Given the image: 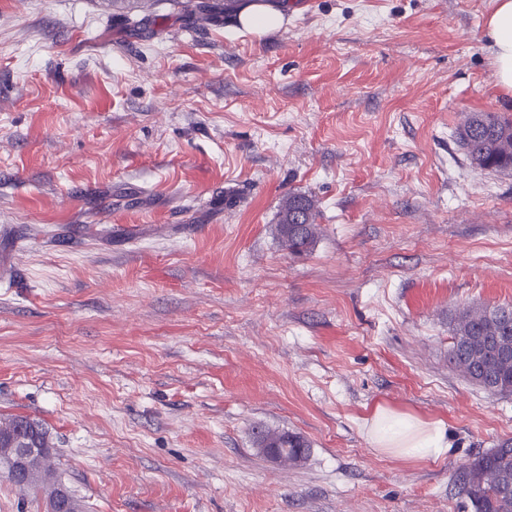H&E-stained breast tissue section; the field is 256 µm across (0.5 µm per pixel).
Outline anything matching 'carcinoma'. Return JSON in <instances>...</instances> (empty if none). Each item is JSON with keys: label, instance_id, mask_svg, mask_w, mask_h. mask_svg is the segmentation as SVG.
<instances>
[{"label": "carcinoma", "instance_id": "obj_1", "mask_svg": "<svg viewBox=\"0 0 512 512\" xmlns=\"http://www.w3.org/2000/svg\"><path fill=\"white\" fill-rule=\"evenodd\" d=\"M184 21L192 25L218 23L237 8V0H175ZM455 140L475 169L512 171V120L492 112L465 115L456 130ZM319 202L313 196L290 193L283 197L279 222L271 227L281 247L289 254H307L321 233ZM452 346L448 360L472 384L494 395L512 394V356L496 358L485 352L482 337L496 336L512 346V307L466 306L451 318ZM24 443L41 449L42 459L51 457L52 446L46 429L38 421L15 415L0 422V463L7 461L11 449ZM258 448H285L288 460L305 459L309 444L301 436L277 428L254 431ZM459 493L474 512H512V440L474 457L460 467ZM24 493L37 503L60 498L69 512H82L76 500L54 470L32 474Z\"/></svg>", "mask_w": 512, "mask_h": 512}]
</instances>
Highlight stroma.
Listing matches in <instances>:
<instances>
[{"mask_svg": "<svg viewBox=\"0 0 512 512\" xmlns=\"http://www.w3.org/2000/svg\"><path fill=\"white\" fill-rule=\"evenodd\" d=\"M491 9L286 0L266 32L0 0V414L45 424L86 512H465L458 468L512 439V394L448 362L456 309L512 307V173L454 137L512 119ZM291 192L321 209L301 257L270 230ZM380 404L447 457L377 452ZM254 443L257 448H266L269 456L275 459L281 458L283 448H288V460L296 463L297 458L300 462L304 460L308 453L309 444L301 436L277 428L261 427L254 432ZM296 448H304L303 451Z\"/></svg>", "mask_w": 512, "mask_h": 512, "instance_id": "1", "label": "stroma"}]
</instances>
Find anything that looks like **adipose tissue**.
Masks as SVG:
<instances>
[{"label":"adipose tissue","mask_w":512,"mask_h":512,"mask_svg":"<svg viewBox=\"0 0 512 512\" xmlns=\"http://www.w3.org/2000/svg\"><path fill=\"white\" fill-rule=\"evenodd\" d=\"M485 28L497 85L512 92V0H494ZM372 424L371 445L384 455L402 460H438L448 453V436L442 421H425L380 406Z\"/></svg>","instance_id":"adipose-tissue-1"}]
</instances>
